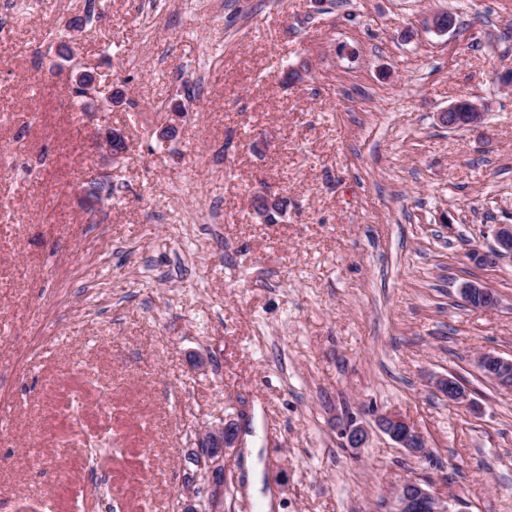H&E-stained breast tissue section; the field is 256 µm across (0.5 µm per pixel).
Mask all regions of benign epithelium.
<instances>
[{
	"label": "benign epithelium",
	"instance_id": "7a95c632",
	"mask_svg": "<svg viewBox=\"0 0 512 512\" xmlns=\"http://www.w3.org/2000/svg\"><path fill=\"white\" fill-rule=\"evenodd\" d=\"M453 16L448 9L433 12L427 18V26L434 32L446 34L453 28V23L444 22L445 18ZM457 104L448 106V111L439 113V121L450 130L461 129L464 126H478L486 120V112L474 102L471 104L469 121H464L462 113L456 111ZM99 148L104 152L107 162H115L123 157L126 151L125 132L114 128L100 137ZM109 183V174L104 173L98 179L90 182L84 190V203L91 207L103 195ZM257 210L266 223L278 222L283 214L280 198L270 192H260L256 195ZM494 245L489 251L477 256L479 263L494 265L504 257H512V224H496L493 230ZM464 301L474 309L497 307L503 300L493 289L474 281L465 282L459 288ZM436 387L446 391L448 399L456 404H463L468 399V392L461 382L453 375L440 376ZM378 430L388 435L395 444L404 449L407 454L418 460H429L433 453L425 436L409 421L398 414L386 412L375 419ZM339 435L343 445L353 451L366 447L371 428L348 419L339 424ZM239 439L238 423L229 418L224 424L212 428L205 433L201 448L196 455V465L207 486L193 491V496L207 494L208 512H219L224 498V474L228 467L226 449L237 447ZM395 512H448V502L431 490V483L417 478H407L392 491Z\"/></svg>",
	"mask_w": 512,
	"mask_h": 512
}]
</instances>
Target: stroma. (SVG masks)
Wrapping results in <instances>:
<instances>
[{
	"label": "stroma",
	"mask_w": 512,
	"mask_h": 512,
	"mask_svg": "<svg viewBox=\"0 0 512 512\" xmlns=\"http://www.w3.org/2000/svg\"><path fill=\"white\" fill-rule=\"evenodd\" d=\"M7 21L0 512H184L199 431L228 417L223 512H393L408 477L448 512H512V392L477 367L512 358V258L475 259L512 224V0H13ZM460 99L482 126L440 123ZM115 128L112 191L84 207ZM471 280L508 305L468 306ZM382 412L432 459L379 431L352 456L339 419ZM99 148L104 152L106 164L115 162L123 157L126 151V137L123 130L115 128L104 134L98 140ZM257 200V210L265 223L278 222V218L283 214V208L280 207V198L270 192H260L255 196ZM378 430L388 435L399 448L418 460H430L433 456L425 436L409 421L398 414L386 412L375 419Z\"/></svg>",
	"instance_id": "obj_1"
}]
</instances>
